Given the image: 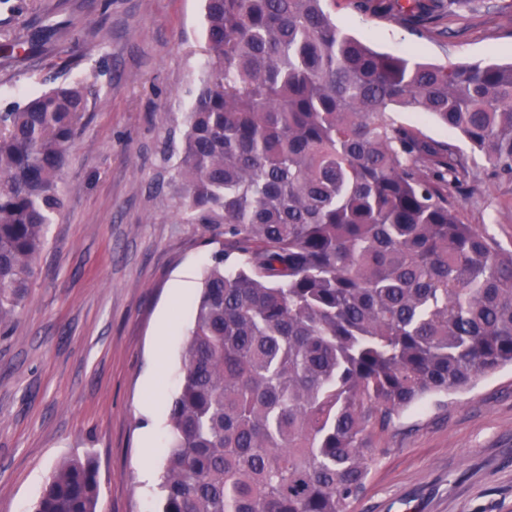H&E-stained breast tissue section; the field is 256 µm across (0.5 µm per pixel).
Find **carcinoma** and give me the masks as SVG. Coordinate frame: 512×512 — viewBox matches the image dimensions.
I'll return each instance as SVG.
<instances>
[{
    "mask_svg": "<svg viewBox=\"0 0 512 512\" xmlns=\"http://www.w3.org/2000/svg\"><path fill=\"white\" fill-rule=\"evenodd\" d=\"M204 0L205 71L177 175L190 224L224 225L167 402L158 512H347L371 437L430 395L512 366V249L461 219L470 158L512 184V63L380 53L327 2ZM429 38L470 0H347ZM92 85L0 112V329L25 297ZM90 456L31 512H98Z\"/></svg>",
    "mask_w": 512,
    "mask_h": 512,
    "instance_id": "1",
    "label": "carcinoma"
}]
</instances>
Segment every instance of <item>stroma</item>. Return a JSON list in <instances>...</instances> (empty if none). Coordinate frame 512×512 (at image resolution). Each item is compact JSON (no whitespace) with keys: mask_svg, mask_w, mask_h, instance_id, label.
<instances>
[{"mask_svg":"<svg viewBox=\"0 0 512 512\" xmlns=\"http://www.w3.org/2000/svg\"><path fill=\"white\" fill-rule=\"evenodd\" d=\"M471 0L429 39L336 6L380 52L444 65L512 62V17ZM0 112L56 83H93L62 170L64 209L8 332L0 331V512H30L54 465L92 455L99 512H156L166 402L183 373L191 303L159 328L176 282L201 285L223 237L189 224L174 165L204 69L202 0H0ZM475 157L466 223L512 248V186ZM364 496L349 512H512V367L431 396L375 434ZM153 477H146V470Z\"/></svg>","mask_w":512,"mask_h":512,"instance_id":"stroma-1","label":"stroma"}]
</instances>
